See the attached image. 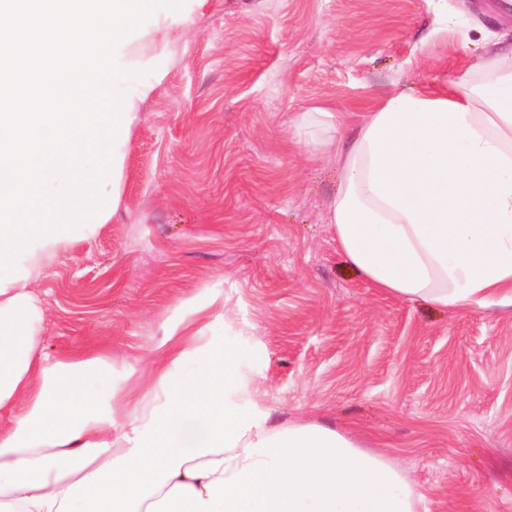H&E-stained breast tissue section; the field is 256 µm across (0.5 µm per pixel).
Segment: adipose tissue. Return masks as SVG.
<instances>
[{
    "label": "adipose tissue",
    "mask_w": 512,
    "mask_h": 512,
    "mask_svg": "<svg viewBox=\"0 0 512 512\" xmlns=\"http://www.w3.org/2000/svg\"><path fill=\"white\" fill-rule=\"evenodd\" d=\"M162 18L122 49L127 63L174 52ZM480 89L401 91L340 135L336 113L297 124L340 173L326 222L354 273L436 307L512 306V44L484 56ZM54 243L0 293V512H414L380 456L320 423L273 426L253 387L262 353L233 334L170 351L148 411L117 421L110 357L46 363L30 289Z\"/></svg>",
    "instance_id": "adipose-tissue-1"
}]
</instances>
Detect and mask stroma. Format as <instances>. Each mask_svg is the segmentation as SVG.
<instances>
[{"label":"stroma","instance_id":"obj_1","mask_svg":"<svg viewBox=\"0 0 512 512\" xmlns=\"http://www.w3.org/2000/svg\"><path fill=\"white\" fill-rule=\"evenodd\" d=\"M490 2L208 0L131 129L119 215L31 284L45 353L111 356L122 421L173 345L241 335L272 425L381 456L415 512H512V306L446 311L356 277L324 222L339 174L294 125L447 91L512 41Z\"/></svg>","mask_w":512,"mask_h":512}]
</instances>
